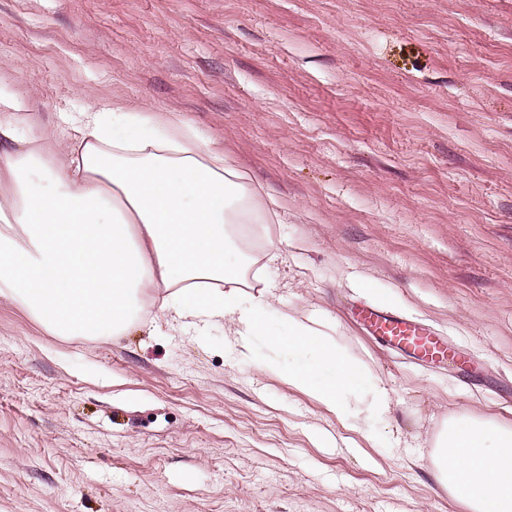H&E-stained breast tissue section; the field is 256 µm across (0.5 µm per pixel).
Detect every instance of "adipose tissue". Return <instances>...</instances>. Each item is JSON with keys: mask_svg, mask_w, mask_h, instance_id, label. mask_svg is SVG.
I'll return each mask as SVG.
<instances>
[{"mask_svg": "<svg viewBox=\"0 0 512 512\" xmlns=\"http://www.w3.org/2000/svg\"><path fill=\"white\" fill-rule=\"evenodd\" d=\"M29 99L0 87V297L66 337L117 336L160 309L194 328L223 321L236 345L264 329L274 294L242 305L225 227L247 224L246 177L176 112L156 124L86 97L74 133L32 131ZM123 125L141 127L136 136ZM301 365L282 376L340 419L388 411L385 387L321 329L288 319ZM434 478L467 512H512V427L460 411L434 444Z\"/></svg>", "mask_w": 512, "mask_h": 512, "instance_id": "1", "label": "adipose tissue"}]
</instances>
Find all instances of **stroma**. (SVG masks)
I'll return each mask as SVG.
<instances>
[{
	"instance_id": "obj_1",
	"label": "stroma",
	"mask_w": 512,
	"mask_h": 512,
	"mask_svg": "<svg viewBox=\"0 0 512 512\" xmlns=\"http://www.w3.org/2000/svg\"><path fill=\"white\" fill-rule=\"evenodd\" d=\"M0 78L41 127L90 94L223 149L270 218L230 227L242 290L278 311L241 353L153 305L65 338L0 298V512H465L436 437L512 427V0H0ZM300 314L387 388L364 432L279 378ZM360 315L366 329L373 336H381L397 346L424 355L436 350L435 343L425 335L424 329L406 319L376 309L362 310Z\"/></svg>"
}]
</instances>
